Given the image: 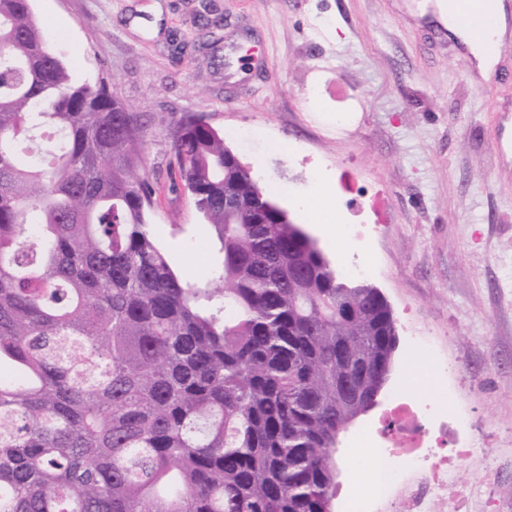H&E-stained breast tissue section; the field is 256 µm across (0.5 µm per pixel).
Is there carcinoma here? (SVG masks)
Listing matches in <instances>:
<instances>
[{"mask_svg": "<svg viewBox=\"0 0 512 512\" xmlns=\"http://www.w3.org/2000/svg\"><path fill=\"white\" fill-rule=\"evenodd\" d=\"M142 126L72 78L33 0H0V512H332L336 434L397 349L382 293L340 276L203 118L170 123L218 284L149 228Z\"/></svg>", "mask_w": 512, "mask_h": 512, "instance_id": "obj_1", "label": "carcinoma"}]
</instances>
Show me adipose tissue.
<instances>
[{
	"mask_svg": "<svg viewBox=\"0 0 512 512\" xmlns=\"http://www.w3.org/2000/svg\"><path fill=\"white\" fill-rule=\"evenodd\" d=\"M434 8L449 31L469 48L479 66L491 67L496 60L500 36L506 27L505 20H498L494 30L490 31L479 14L463 9L460 0H436Z\"/></svg>",
	"mask_w": 512,
	"mask_h": 512,
	"instance_id": "ef3b65f1",
	"label": "adipose tissue"
}]
</instances>
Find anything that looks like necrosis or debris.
Instances as JSON below:
<instances>
[{
  "mask_svg": "<svg viewBox=\"0 0 512 512\" xmlns=\"http://www.w3.org/2000/svg\"><path fill=\"white\" fill-rule=\"evenodd\" d=\"M358 445L372 451L370 482L350 512H422L423 503L433 498L460 501L462 493L449 483L448 459L439 450L450 446L464 456L470 444L438 400L408 390L397 393Z\"/></svg>",
  "mask_w": 512,
  "mask_h": 512,
  "instance_id": "obj_1",
  "label": "necrosis or debris"
}]
</instances>
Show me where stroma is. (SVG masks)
<instances>
[{"label": "stroma", "mask_w": 512, "mask_h": 512, "mask_svg": "<svg viewBox=\"0 0 512 512\" xmlns=\"http://www.w3.org/2000/svg\"><path fill=\"white\" fill-rule=\"evenodd\" d=\"M416 0H34L73 77L107 78L143 122L148 212L179 273L209 282L221 256L187 192L172 193L166 129L195 115L345 278L378 288L399 346L378 403L336 455V501L356 479L353 444L375 427L428 339L448 369L414 389L448 395L475 441L454 461L460 512H512V28L497 62L473 57ZM253 133L229 137L234 128ZM287 143L282 152L269 141ZM331 187L320 210L301 207ZM391 221L367 245L328 236L363 224L374 194Z\"/></svg>", "instance_id": "35a3bbf8"}]
</instances>
